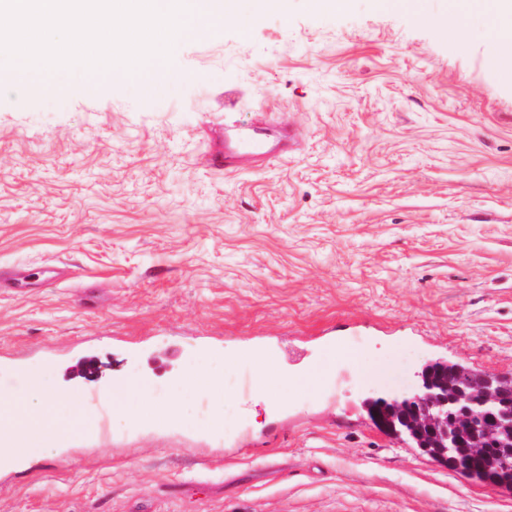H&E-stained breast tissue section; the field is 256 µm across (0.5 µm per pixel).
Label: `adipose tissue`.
Here are the masks:
<instances>
[{"mask_svg":"<svg viewBox=\"0 0 512 512\" xmlns=\"http://www.w3.org/2000/svg\"><path fill=\"white\" fill-rule=\"evenodd\" d=\"M487 3L493 6L498 46L489 59V67L502 73L512 68V0H473L477 7ZM234 365V360L212 356L207 367L184 372L175 383L177 390L208 399L212 408L211 427L224 425V404L229 395L224 390L223 377L225 370ZM329 372V366L319 362L288 378L261 365L255 377L256 392L271 400L279 398L287 389L314 392ZM147 386L146 380L131 378L105 392V399L112 404L113 422L135 426L147 418L171 423L188 420L187 407L176 401L142 412L139 404ZM91 420L92 412L86 401L62 400L50 389L47 378L30 373L24 396H0V466L9 468L20 460L31 462L51 454L69 434L90 430Z\"/></svg>","mask_w":512,"mask_h":512,"instance_id":"adipose-tissue-1","label":"adipose tissue"}]
</instances>
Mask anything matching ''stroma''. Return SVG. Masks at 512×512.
<instances>
[{"mask_svg": "<svg viewBox=\"0 0 512 512\" xmlns=\"http://www.w3.org/2000/svg\"><path fill=\"white\" fill-rule=\"evenodd\" d=\"M455 0H288L183 35L152 85L58 71L0 90V389L46 373L58 395L141 376L154 401L201 351L235 359L222 430L147 421L76 434L0 470V512H512L398 442L366 399L407 397L425 363L512 377V80L486 67L495 26ZM256 126L277 158L201 160ZM383 362L364 375L336 348ZM317 394L238 397L248 353Z\"/></svg>", "mask_w": 512, "mask_h": 512, "instance_id": "obj_1", "label": "stroma"}]
</instances>
